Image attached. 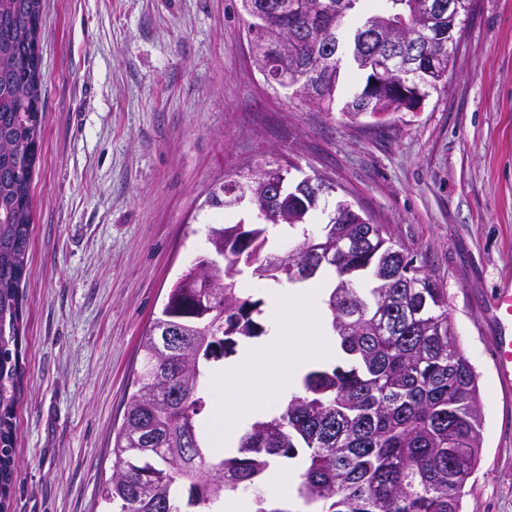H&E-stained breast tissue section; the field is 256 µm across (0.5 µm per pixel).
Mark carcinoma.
Masks as SVG:
<instances>
[{
  "mask_svg": "<svg viewBox=\"0 0 512 512\" xmlns=\"http://www.w3.org/2000/svg\"><path fill=\"white\" fill-rule=\"evenodd\" d=\"M268 26L249 24L253 63L268 80L296 85V73L317 57L331 66L309 99L329 112L341 70L364 79L345 103L351 119L400 108L394 82L370 87L367 56L380 38L363 36L396 26L414 28L429 0H281ZM41 0H0V512H7L16 469L14 424L23 394L21 317L28 274L34 146L41 142L42 81L36 77ZM436 44L413 60L412 83L435 90L448 81V13L436 22ZM252 174L211 191L228 208ZM220 224L208 251L224 257L210 272L192 265L141 336L143 368L112 453V475L101 498L115 512H220L229 492L247 493L278 458L306 450L299 494L319 512H462L463 489L482 450L477 376L460 351L444 291L378 224H358L348 212L317 235L336 251L337 282L326 301L333 335L350 366L317 367L302 378L280 414L251 424L238 455L215 459L199 419L206 372L261 336V301L244 296L237 276L277 285L309 280L301 241L271 247L269 227Z\"/></svg>",
  "mask_w": 512,
  "mask_h": 512,
  "instance_id": "1",
  "label": "carcinoma"
}]
</instances>
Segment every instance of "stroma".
Listing matches in <instances>:
<instances>
[{"instance_id": "obj_1", "label": "stroma", "mask_w": 512, "mask_h": 512, "mask_svg": "<svg viewBox=\"0 0 512 512\" xmlns=\"http://www.w3.org/2000/svg\"><path fill=\"white\" fill-rule=\"evenodd\" d=\"M240 0H42L43 138L9 512H103L139 340L256 165L321 175L409 249L448 299L478 378L483 450L463 512H512V391L491 293L512 276V0H478L452 73L415 112L357 120L268 84Z\"/></svg>"}]
</instances>
